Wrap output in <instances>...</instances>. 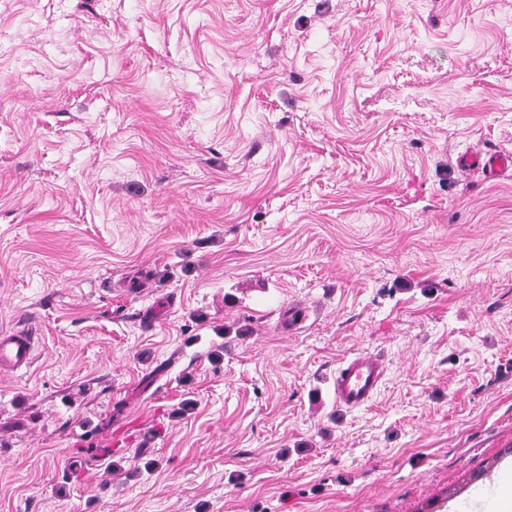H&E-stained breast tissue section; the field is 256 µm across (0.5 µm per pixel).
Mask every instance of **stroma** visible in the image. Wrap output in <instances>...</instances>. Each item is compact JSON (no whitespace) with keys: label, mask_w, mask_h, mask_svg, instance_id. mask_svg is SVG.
I'll use <instances>...</instances> for the list:
<instances>
[{"label":"stroma","mask_w":512,"mask_h":512,"mask_svg":"<svg viewBox=\"0 0 512 512\" xmlns=\"http://www.w3.org/2000/svg\"><path fill=\"white\" fill-rule=\"evenodd\" d=\"M494 149L512 0H0V330L40 332L0 512H485L512 169L458 157ZM384 375L385 366L375 356L360 355L345 360L336 371V403L348 409L365 406L379 392Z\"/></svg>","instance_id":"obj_1"}]
</instances>
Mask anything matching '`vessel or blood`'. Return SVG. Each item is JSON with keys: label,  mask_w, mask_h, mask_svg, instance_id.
<instances>
[{"label": "vessel or blood", "mask_w": 512, "mask_h": 512, "mask_svg": "<svg viewBox=\"0 0 512 512\" xmlns=\"http://www.w3.org/2000/svg\"><path fill=\"white\" fill-rule=\"evenodd\" d=\"M467 167L495 174L512 168V152L506 150L468 154ZM36 341L28 328L0 332V372L17 373L31 363ZM385 375L381 360L371 355H360L346 360L338 368L334 393L338 405L358 409L368 404L379 392Z\"/></svg>", "instance_id": "1"}]
</instances>
